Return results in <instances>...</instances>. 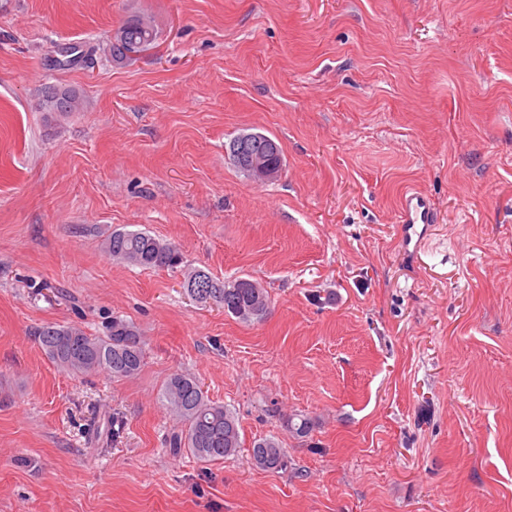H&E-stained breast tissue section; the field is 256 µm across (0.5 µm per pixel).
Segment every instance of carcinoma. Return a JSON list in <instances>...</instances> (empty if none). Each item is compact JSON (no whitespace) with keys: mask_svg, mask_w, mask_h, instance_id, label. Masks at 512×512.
I'll use <instances>...</instances> for the list:
<instances>
[{"mask_svg":"<svg viewBox=\"0 0 512 512\" xmlns=\"http://www.w3.org/2000/svg\"><path fill=\"white\" fill-rule=\"evenodd\" d=\"M120 40L103 47L111 61L123 63L150 50L157 40V29L149 17H137L119 29ZM44 109L65 118L83 110V98L74 89L55 88L53 97L43 99ZM112 258L142 268L176 267L181 255L173 244L141 230L115 229L102 242ZM255 281L245 277L220 281L202 269H190L184 275L187 294L204 292L212 302L240 320L263 319L271 304L265 288L253 287ZM35 335L47 358L59 369L73 375L103 372L113 378H130L142 369L145 342L137 328L120 318L112 319L103 336L87 333L76 324L46 323ZM167 406L181 429L169 435L171 450L187 452L203 463H219L240 448V432L235 415L210 401L199 382L184 374L172 375L162 393ZM288 432L306 437L312 429L310 419L287 420ZM252 459L263 470H278L287 460L279 439L269 437L252 446Z\"/></svg>","mask_w":512,"mask_h":512,"instance_id":"obj_1","label":"carcinoma"}]
</instances>
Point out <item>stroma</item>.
<instances>
[{
    "instance_id": "35a3bbf8",
    "label": "stroma",
    "mask_w": 512,
    "mask_h": 512,
    "mask_svg": "<svg viewBox=\"0 0 512 512\" xmlns=\"http://www.w3.org/2000/svg\"><path fill=\"white\" fill-rule=\"evenodd\" d=\"M141 14L155 48L55 67ZM48 85L84 110L44 111ZM243 132L279 143L276 180L235 168ZM408 189L438 216L414 255ZM116 229L182 265L113 260ZM188 267L269 313L194 301ZM114 317L132 378L34 336ZM176 373L236 414V456L170 451ZM269 436L285 469L252 463ZM0 512H512V0H0ZM260 283L245 277L220 281L202 269H190L184 275L183 288L189 296L204 292L212 302L224 307V311L240 320L251 322L263 319L271 304L266 288H251ZM193 299V297H192ZM242 310L245 312L242 313ZM35 336L47 358L73 375L103 372L113 378H130L142 369L145 342L137 328L120 318L103 336L88 334L76 324L46 323Z\"/></svg>"
}]
</instances>
